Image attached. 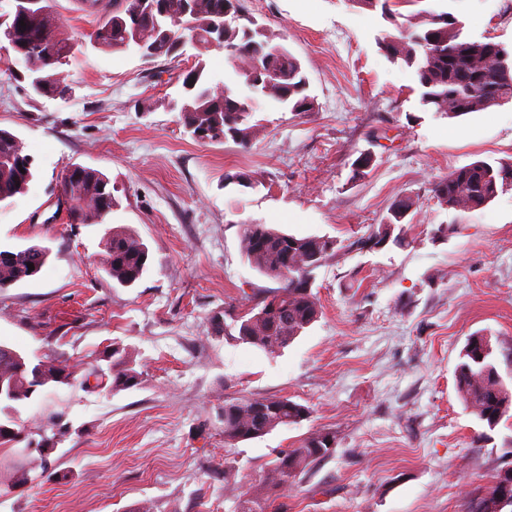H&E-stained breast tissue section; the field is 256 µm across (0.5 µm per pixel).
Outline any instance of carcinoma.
I'll return each mask as SVG.
<instances>
[{
    "label": "carcinoma",
    "mask_w": 512,
    "mask_h": 512,
    "mask_svg": "<svg viewBox=\"0 0 512 512\" xmlns=\"http://www.w3.org/2000/svg\"><path fill=\"white\" fill-rule=\"evenodd\" d=\"M244 0H200L195 34V49L207 52L206 23L211 14L224 9L228 16L224 25V50L236 61L235 71L254 92L269 90L279 102L293 112H310L314 102L306 94L308 80L301 62L280 44L272 42L265 28L247 17ZM362 8L381 9L382 15L394 23L398 34L382 38L381 48L393 61H401L415 70L421 89L422 104L448 119L512 102V51L502 43L473 41L462 36V26L447 12L434 14L423 21L418 14L405 15L399 8L413 0H352ZM119 10L107 15L98 29L96 42L114 50L128 49L123 31L115 24ZM26 27L16 26L17 60L24 63L31 88L40 96L63 98L69 86L59 71L60 63L29 52L31 42L42 36L56 40L60 51L73 54V44L62 31L57 12L17 17ZM139 34L153 49V56L171 57L177 53L175 42L162 39L154 21L143 17ZM190 96L187 106L180 107L182 123L191 135L201 134L211 142L230 138L242 147L249 144L256 125L251 123L256 104L251 97L227 91L221 95L211 86L212 78L199 62L186 75ZM19 138L0 128V197L7 200L22 194L34 176V168L20 172L18 159H25ZM61 179L64 195L81 198L84 204L70 214L73 224H103L118 206L108 176L94 168L72 165ZM512 161L494 163L479 160L460 167L435 184L433 192L440 204L449 210L476 211L486 207L500 194L512 189ZM416 202L409 196L397 197L387 215L365 238L360 248L380 249L390 243L405 242L406 226ZM337 241L328 236H296L264 224H245L241 230L240 248L244 258L259 273L277 279L281 286L258 298L247 310L220 322L215 331L275 354L294 343L315 323L320 315L316 295L312 292V272L335 255ZM104 271L112 283L130 287L139 281L148 267L149 247L132 229L124 225L108 229L102 240ZM11 256L0 259V290L13 288L35 279L49 257V248L30 245L9 248ZM34 270H28L27 264ZM106 366L94 365L83 373L82 384L97 388L112 380V389L126 390L140 384L141 373L129 352L118 347L103 356ZM75 379L73 367L59 360H40L31 366L24 355L0 343V381L7 394L0 397V447L10 448L16 440L10 429L18 425L17 407L34 395L59 383L63 372ZM458 393L465 406L485 426L495 428L512 411V388L508 387L496 365V352L491 337L475 333L459 355L455 369ZM265 407L257 416L254 404ZM307 409L287 397L224 401V444L260 438L278 427L297 424L306 419ZM334 436L320 432L308 437L299 448L286 449L276 461L250 483L248 489L237 480L232 469L224 470V488L233 497L249 498L258 512H265L271 502L292 486L295 478L334 448ZM41 470L51 474L48 458L36 456L28 468L15 476L24 483L29 472ZM468 512H512V506L500 507L495 487L474 497Z\"/></svg>",
    "instance_id": "cac0c4a2"
}]
</instances>
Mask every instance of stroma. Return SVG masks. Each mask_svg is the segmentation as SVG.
I'll list each match as a JSON object with an SVG mask.
<instances>
[{
  "instance_id": "1",
  "label": "stroma",
  "mask_w": 512,
  "mask_h": 512,
  "mask_svg": "<svg viewBox=\"0 0 512 512\" xmlns=\"http://www.w3.org/2000/svg\"><path fill=\"white\" fill-rule=\"evenodd\" d=\"M77 3L55 2L75 43L66 98L34 94L0 54V128L36 168L23 194L0 202V246L50 250L35 279L0 291V342L79 369L116 345L142 380L119 391L56 386L21 406L26 432L61 429L50 456L58 477L15 483L26 458L0 448V512H235L225 468L254 479L319 431L335 436L331 454L268 512H467L512 466V420L482 425L455 382L473 333L512 350V191L467 213L441 206L433 187L474 161L512 158V103L454 120L424 106L414 69L380 46L396 31L380 11L244 0L301 61L314 109L296 114L262 95L248 147L202 142L181 122V74L200 60L245 93L227 56L190 47L145 61L92 44L102 15ZM411 10L451 13L468 39L512 47V0H418ZM363 152L373 166L356 179ZM73 164L111 178L119 206L108 225L149 247L150 268L132 287L102 268L106 225L69 221L61 176ZM400 195L418 201L406 245L359 249ZM246 224L337 241L314 272L320 318L277 354L212 327L278 286L243 257ZM256 397L309 413L225 447V401Z\"/></svg>"
}]
</instances>
